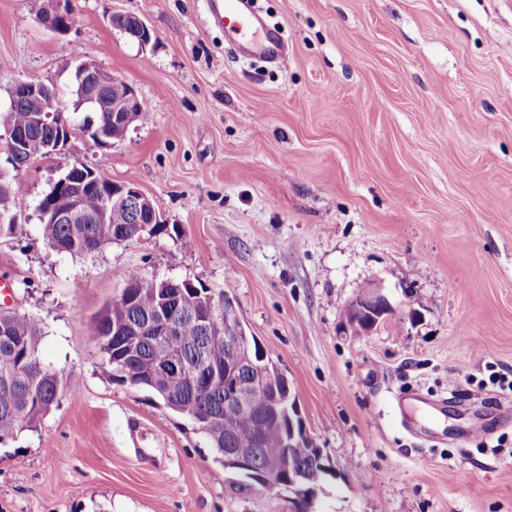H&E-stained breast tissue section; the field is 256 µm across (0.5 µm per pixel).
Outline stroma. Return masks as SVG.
<instances>
[{
	"instance_id": "stroma-1",
	"label": "stroma",
	"mask_w": 512,
	"mask_h": 512,
	"mask_svg": "<svg viewBox=\"0 0 512 512\" xmlns=\"http://www.w3.org/2000/svg\"><path fill=\"white\" fill-rule=\"evenodd\" d=\"M34 3L0 0V102L16 80L71 100L80 48L144 116L22 174L0 311L39 319L44 363L79 386L0 443V512H294L283 491L230 495L195 424L103 368L95 320L132 270L233 300L323 450L312 512H512V392L489 382L512 373V0H257L288 45L272 63L234 55L203 0H77L64 37ZM116 13L145 19L147 48ZM74 161L170 231L48 248L38 206ZM371 286L392 311L357 335L344 308Z\"/></svg>"
}]
</instances>
